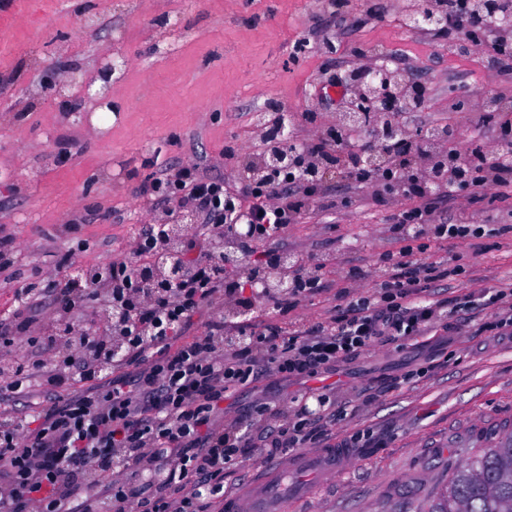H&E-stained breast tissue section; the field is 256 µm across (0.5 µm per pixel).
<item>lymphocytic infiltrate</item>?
<instances>
[{"label": "lymphocytic infiltrate", "mask_w": 512, "mask_h": 512, "mask_svg": "<svg viewBox=\"0 0 512 512\" xmlns=\"http://www.w3.org/2000/svg\"><path fill=\"white\" fill-rule=\"evenodd\" d=\"M284 188V178L275 174L254 186L255 240L279 235L300 210V203L283 204ZM141 191L168 194L180 208L207 210L214 217L208 231L230 237L224 186L195 168H183L174 186L153 181ZM432 216L429 209L397 214L388 230L405 240L404 249L382 254L372 289L338 307L330 324L302 335L242 321L232 343H225L220 324L179 342L181 330L216 296L239 308L265 303L284 315L322 288L318 269L299 263L287 291L245 296L235 269L221 265L218 253L196 250L192 236L183 237L179 249L197 255L173 287L142 286L139 267L124 260L102 267L92 288L74 290L59 281L61 311L93 302L112 316L38 331L27 317L0 325L1 349L24 340L39 351L0 364V399L41 387L32 419L0 412V512H214L224 502L226 468L239 464L246 449H264L272 459L293 448L321 447L322 431L305 410L286 417L267 406L259 422L228 420L224 400L260 376L313 377L377 345L424 335L471 308L468 300L426 299L432 283L448 278V264H418L412 243L429 229L438 239L466 242L479 255L486 238L505 229L465 217L436 224ZM116 335L124 348L111 358L107 351ZM76 384L80 392L68 394ZM118 463L151 476L137 483L117 478Z\"/></svg>", "instance_id": "f902f5d3"}]
</instances>
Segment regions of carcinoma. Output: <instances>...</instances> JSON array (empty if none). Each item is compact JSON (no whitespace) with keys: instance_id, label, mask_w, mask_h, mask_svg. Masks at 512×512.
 Here are the masks:
<instances>
[{"instance_id":"1","label":"carcinoma","mask_w":512,"mask_h":512,"mask_svg":"<svg viewBox=\"0 0 512 512\" xmlns=\"http://www.w3.org/2000/svg\"><path fill=\"white\" fill-rule=\"evenodd\" d=\"M431 512H512V434L462 465Z\"/></svg>"}]
</instances>
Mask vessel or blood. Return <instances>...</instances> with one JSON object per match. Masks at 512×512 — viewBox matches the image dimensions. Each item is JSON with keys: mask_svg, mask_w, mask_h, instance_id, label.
I'll list each match as a JSON object with an SVG mask.
<instances>
[{"mask_svg": "<svg viewBox=\"0 0 512 512\" xmlns=\"http://www.w3.org/2000/svg\"><path fill=\"white\" fill-rule=\"evenodd\" d=\"M345 450L328 448L297 455L292 461L260 464L247 499L224 501L225 512H289L297 501L310 498L325 479L335 475Z\"/></svg>", "mask_w": 512, "mask_h": 512, "instance_id": "b4317fda", "label": "vessel or blood"}]
</instances>
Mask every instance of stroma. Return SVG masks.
I'll list each match as a JSON object with an SVG mask.
<instances>
[{
    "mask_svg": "<svg viewBox=\"0 0 512 512\" xmlns=\"http://www.w3.org/2000/svg\"><path fill=\"white\" fill-rule=\"evenodd\" d=\"M402 0H0V239L17 249L19 278L0 273V322L20 309L18 290L41 288L39 322L54 316L47 286L68 268H98L133 256L142 225L169 214L168 202L141 196L152 178L184 167L240 186L245 158L261 155L260 114L286 113L297 140L316 133L306 114L331 120L342 99L328 94L337 73L369 51L425 88V105L407 124H448L461 139L476 129L479 101L512 100V74L489 69L484 48L407 29ZM123 54L127 68L108 88L112 122L94 126L100 107L80 85L53 95L52 80L96 76L103 58ZM469 194L429 195L436 218L466 215L479 224L512 222V183ZM282 239L260 251H288L321 261L323 292L288 315L249 313L299 335L330 321L353 295L348 272L374 269L402 243L388 229L412 199L376 185L329 180ZM420 262L453 257L462 273L434 283L431 299L479 294L512 280V232L468 248L428 240ZM492 309L474 305L404 348L376 346L314 378L268 375L236 391L233 410L296 404L317 418L321 394L343 412L326 423L325 446L367 434L368 450L292 512H429L473 449L512 430V338L482 326Z\"/></svg>",
    "mask_w": 512,
    "mask_h": 512,
    "instance_id": "1",
    "label": "stroma"
}]
</instances>
